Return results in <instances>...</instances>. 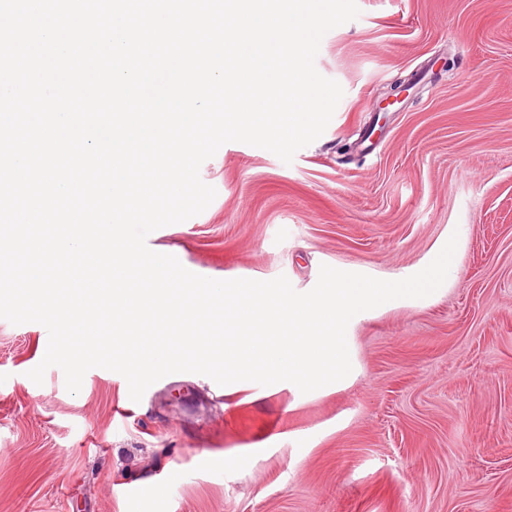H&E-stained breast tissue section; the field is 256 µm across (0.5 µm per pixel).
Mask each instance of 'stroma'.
<instances>
[{
  "instance_id": "obj_1",
  "label": "stroma",
  "mask_w": 512,
  "mask_h": 512,
  "mask_svg": "<svg viewBox=\"0 0 512 512\" xmlns=\"http://www.w3.org/2000/svg\"><path fill=\"white\" fill-rule=\"evenodd\" d=\"M322 38L344 90L291 164L229 142L200 214L147 244L198 275L313 288L321 265L383 280L457 236L453 274L354 329L360 373L298 396L194 373L140 402L48 332L0 319V512H512V0H357ZM403 102L379 110L397 80Z\"/></svg>"
}]
</instances>
